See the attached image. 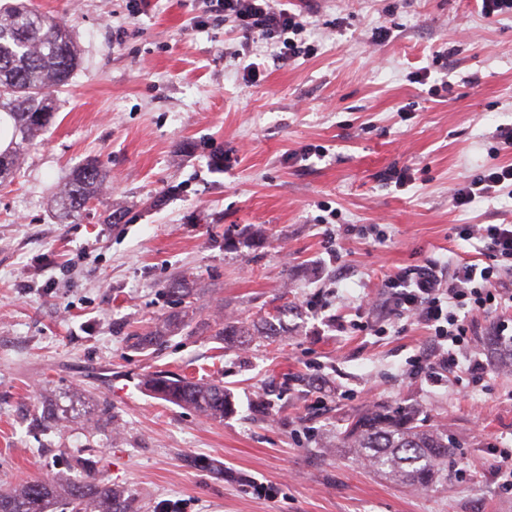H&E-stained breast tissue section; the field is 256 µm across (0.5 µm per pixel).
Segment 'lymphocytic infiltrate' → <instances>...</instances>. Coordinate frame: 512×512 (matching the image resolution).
Here are the masks:
<instances>
[{
	"label": "lymphocytic infiltrate",
	"mask_w": 512,
	"mask_h": 512,
	"mask_svg": "<svg viewBox=\"0 0 512 512\" xmlns=\"http://www.w3.org/2000/svg\"><path fill=\"white\" fill-rule=\"evenodd\" d=\"M204 2L209 12L235 16L245 31L278 38L285 57L313 53L299 40L305 29L301 15L275 5L274 0ZM508 189H512V164L493 165L456 189L452 201L455 206H467ZM457 235L463 240H482L485 261L447 266L434 260L402 269L387 283L389 305L398 318L415 319L428 327L434 379L461 369L469 379L478 381L486 376L487 368L473 348L464 317L512 307V288L504 279L506 272L512 271V225L463 224Z\"/></svg>",
	"instance_id": "lymphocytic-infiltrate-1"
}]
</instances>
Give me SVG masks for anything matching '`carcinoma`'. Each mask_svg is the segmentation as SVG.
<instances>
[{
	"label": "carcinoma",
	"instance_id": "obj_1",
	"mask_svg": "<svg viewBox=\"0 0 512 512\" xmlns=\"http://www.w3.org/2000/svg\"><path fill=\"white\" fill-rule=\"evenodd\" d=\"M77 65V48L60 18L39 11L29 0L0 6V185L14 181L21 157L53 123L54 92L69 84ZM111 180V172L93 161L78 166L55 197L62 218L81 219L94 194ZM291 312L284 305L256 321L228 317L217 324L214 336L226 347H245L256 336H285ZM187 326L184 318L169 317L139 344H160ZM141 386L211 420L221 421L235 411L232 393L217 381L155 372L144 376ZM453 447L447 427L428 424L399 406H374L353 416L336 443L384 479L415 490L444 478ZM0 512H141V505L128 491L95 477L66 484L37 478L0 489Z\"/></svg>",
	"mask_w": 512,
	"mask_h": 512
}]
</instances>
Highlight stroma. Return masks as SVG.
Here are the masks:
<instances>
[{"label":"stroma","instance_id":"stroma-1","mask_svg":"<svg viewBox=\"0 0 512 512\" xmlns=\"http://www.w3.org/2000/svg\"><path fill=\"white\" fill-rule=\"evenodd\" d=\"M131 3L34 0L66 23L79 66L0 185V488L75 479L81 455L143 512H512L493 470L466 474L512 448V354L493 341L512 309L466 319L482 385L436 383L416 363L427 328L392 315L384 288L405 267L478 258L456 225L512 224L511 194L451 200L512 163V16L477 0H288L316 52L284 61L200 0ZM89 160L110 189L70 224L53 199ZM115 210L122 223H105ZM177 275L191 295L167 293ZM284 304V339L228 350L213 334ZM184 314L187 329L137 346ZM158 371L223 383L235 412L215 422L154 397L140 378ZM375 405L447 425L446 480L416 491L327 452Z\"/></svg>","mask_w":512,"mask_h":512}]
</instances>
